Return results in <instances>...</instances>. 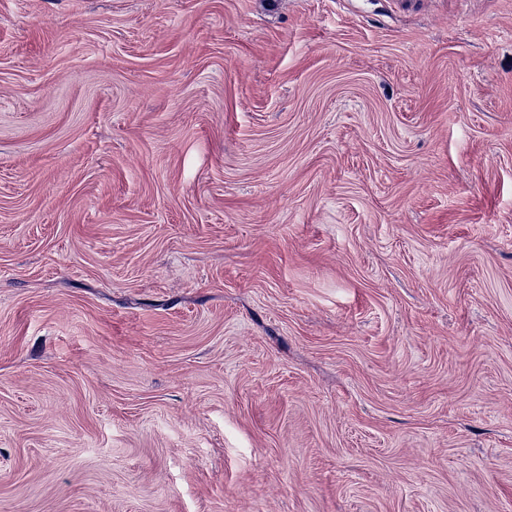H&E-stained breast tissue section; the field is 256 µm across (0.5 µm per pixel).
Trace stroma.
<instances>
[{"label": "stroma", "instance_id": "1", "mask_svg": "<svg viewBox=\"0 0 512 512\" xmlns=\"http://www.w3.org/2000/svg\"><path fill=\"white\" fill-rule=\"evenodd\" d=\"M0 512H512V0H0Z\"/></svg>", "mask_w": 512, "mask_h": 512}]
</instances>
